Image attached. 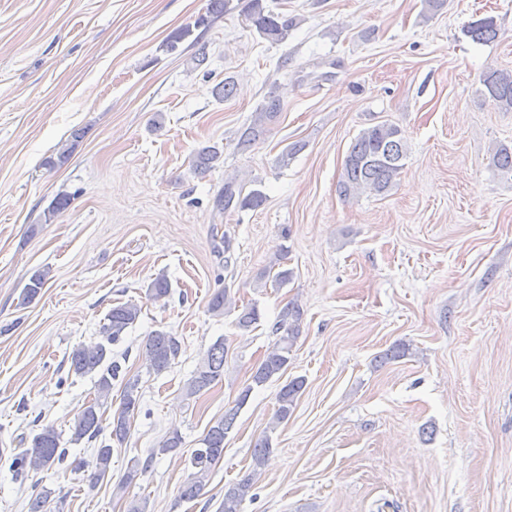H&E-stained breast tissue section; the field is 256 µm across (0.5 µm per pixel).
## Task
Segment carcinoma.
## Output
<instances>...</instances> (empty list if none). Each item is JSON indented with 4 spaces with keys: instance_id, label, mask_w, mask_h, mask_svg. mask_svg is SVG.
<instances>
[{
    "instance_id": "carcinoma-1",
    "label": "carcinoma",
    "mask_w": 512,
    "mask_h": 512,
    "mask_svg": "<svg viewBox=\"0 0 512 512\" xmlns=\"http://www.w3.org/2000/svg\"><path fill=\"white\" fill-rule=\"evenodd\" d=\"M230 0H209L207 12L194 23L178 30L167 47L175 49L176 44L191 37L194 30L208 26L214 19L224 15L228 10ZM242 12L251 27L265 40L282 42L297 25V18L285 12L275 11L267 0H246ZM464 34L476 43H488L498 36L496 21L492 17H484L471 22ZM481 83L484 93L497 101L500 106L512 109V73L491 69L483 74ZM281 110L280 99L268 95L265 104L255 112L254 120L241 131L239 146L248 148L254 144L257 137L265 129V125L273 121ZM84 137V130L77 128L71 131L70 147L61 150L57 160L48 164L63 166L69 160L73 148ZM407 149L400 130L388 124H378L361 130L355 138L344 158L342 172L338 181V192L347 198L360 191L370 190L377 194L387 192L394 178L403 169V160ZM221 157L219 149L207 146L199 150L192 161V167L197 172H203L213 167ZM493 165L505 173H512V147L500 146L492 156ZM265 201V195L258 189L244 192V186L230 179L224 182V190L219 197V205L226 212L244 209H256ZM49 276L46 269L34 272L29 282L23 288L20 304L31 303L44 288ZM141 307L127 302L112 307L106 316V323L101 326V340L75 347L68 356L69 372L77 377H89L94 380V397L85 402L70 427V442L77 444L82 440H96L104 431L103 416L112 400V380L116 378L119 366L112 363V345L120 342L127 329L139 318ZM302 312L300 307L287 303L281 311L280 319L273 326V333L279 335L273 349L268 352L252 373V382L262 386L267 382L279 380L285 374L292 347L300 333ZM260 315L256 307L246 306L238 316V327L248 330L257 324ZM144 356L150 370L161 374L171 368L181 351V343L177 337L163 330H156L147 336L144 346ZM227 355L224 341L218 340L206 351L205 358L194 371L185 386L186 396L192 397L210 389L224 378V362ZM305 387V379L296 377L286 381L277 394L278 408L275 412L277 422L287 420L293 413L296 403ZM251 388H246L239 395L236 404L224 411V415L210 425L202 447L195 450L192 458L191 473L181 487L180 497L185 500H195L203 492L206 479L212 465L224 457V440L233 429L238 413L247 403ZM141 393L139 378H128L121 389L120 403L112 414L109 423L110 437L117 443H123L129 433L130 418L137 413L140 406ZM62 434L52 426H44L39 432L29 437L28 446L13 455L12 467L16 474L25 475L31 471H47L63 463L66 449L61 446ZM272 443L269 436H264L253 448L251 472L243 479L224 490V500L219 512H240L241 504L251 492L258 472L266 464L272 453ZM112 448L104 445L97 449L94 471L89 480L98 482L104 479L110 469ZM152 459L143 462L133 461L122 479L117 484V491L122 492L131 486L150 467ZM53 491L43 488L31 496L28 502V512H50L49 503Z\"/></svg>"
}]
</instances>
